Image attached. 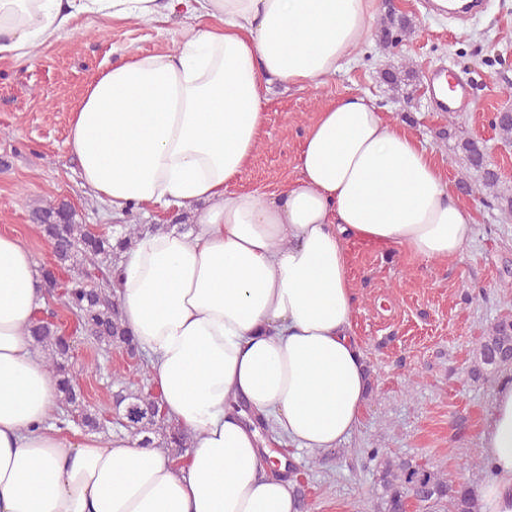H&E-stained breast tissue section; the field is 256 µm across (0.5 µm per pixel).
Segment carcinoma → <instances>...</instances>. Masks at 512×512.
<instances>
[{
    "label": "carcinoma",
    "mask_w": 512,
    "mask_h": 512,
    "mask_svg": "<svg viewBox=\"0 0 512 512\" xmlns=\"http://www.w3.org/2000/svg\"><path fill=\"white\" fill-rule=\"evenodd\" d=\"M413 31V23L405 14L388 10L378 31L379 42L388 49H395L404 37ZM416 78L412 68L394 72L386 70L382 80L394 92L402 90ZM491 125L500 139L512 143V111L506 109L492 117ZM459 148L469 168L477 173V180L459 181L462 189L470 194L489 197L496 202L501 215L512 219V194L498 191L501 176L486 161L483 142L468 138ZM34 220L43 226L50 238L54 255L61 265H74L80 260L94 259L100 255L118 257L130 249L140 235L137 224H129L124 234L114 239L109 235L91 234L88 225L76 222L74 212L64 202L49 203L33 212ZM114 281L89 287L82 281L72 282L65 294V305L75 311L88 337L96 344L125 352L129 357L140 355L139 347L126 329L118 299L112 292ZM34 344L41 348L56 382L58 401L76 418L84 431L97 433L101 423L98 413L85 404L79 386V373L72 361L73 350L68 337L47 318H33L24 328ZM512 366V319H501L490 326L477 345L476 361L469 371L474 381L487 380L489 375ZM113 383L120 389L113 394L112 409L119 425L139 445L155 447L156 437H163L168 452L179 457L191 447V436L174 424H168L161 414L159 398L135 386L126 376L115 373ZM369 458L378 462L379 486L384 512H406L408 497L421 502L448 499L452 512H479V506L468 488L450 477L407 459L385 456L378 448L367 449Z\"/></svg>",
    "instance_id": "1"
}]
</instances>
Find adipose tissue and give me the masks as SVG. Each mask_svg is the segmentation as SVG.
<instances>
[{"label":"adipose tissue","instance_id":"obj_1","mask_svg":"<svg viewBox=\"0 0 512 512\" xmlns=\"http://www.w3.org/2000/svg\"><path fill=\"white\" fill-rule=\"evenodd\" d=\"M182 8L193 33L166 54L114 58L73 111L68 145L113 212L196 211L189 231L144 232L116 273L123 320L191 450L178 466L125 433L74 440L53 423L55 382L23 333L43 290L27 251L0 235V512H299L286 458L244 418L311 451L356 429L368 381L348 242L424 263L466 244L473 215L428 147L358 94L306 128L300 175L279 194L229 188L272 82L324 85L353 60L375 0H0V54L28 62L79 17ZM478 442L481 512H512L511 381Z\"/></svg>","mask_w":512,"mask_h":512}]
</instances>
